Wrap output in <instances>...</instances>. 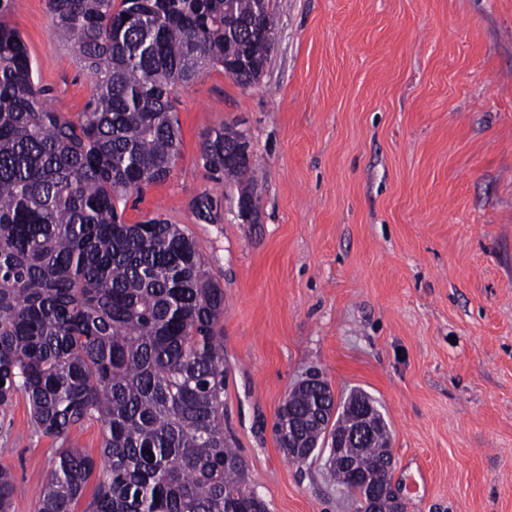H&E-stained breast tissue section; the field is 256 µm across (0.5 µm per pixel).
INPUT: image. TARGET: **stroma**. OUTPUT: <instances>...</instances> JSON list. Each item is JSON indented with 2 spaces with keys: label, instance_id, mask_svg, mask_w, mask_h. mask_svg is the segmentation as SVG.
I'll list each match as a JSON object with an SVG mask.
<instances>
[{
  "label": "stroma",
  "instance_id": "stroma-1",
  "mask_svg": "<svg viewBox=\"0 0 512 512\" xmlns=\"http://www.w3.org/2000/svg\"><path fill=\"white\" fill-rule=\"evenodd\" d=\"M270 8L260 80L211 70L179 91L177 164L124 211L185 226L224 290V429L270 512H359L324 459L291 462L275 437L316 371L335 398L374 399L406 512H512V0ZM9 22L51 107L77 116L92 78L46 0H12ZM222 125L260 165L259 223L200 159ZM57 448L15 396L0 414L12 512H36Z\"/></svg>",
  "mask_w": 512,
  "mask_h": 512
}]
</instances>
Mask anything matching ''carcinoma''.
<instances>
[{
  "mask_svg": "<svg viewBox=\"0 0 512 512\" xmlns=\"http://www.w3.org/2000/svg\"><path fill=\"white\" fill-rule=\"evenodd\" d=\"M0 0V405L21 393L35 433L60 444L37 512H77L96 460L68 447L72 431L102 426V477L82 512H268L244 492L248 466L224 436V289L204 270L185 227L165 219L124 222L120 204L161 181L180 154L176 94L222 69L258 82L274 36L269 0H47L57 38L95 77L77 118L52 111L28 47ZM237 131H209L200 157L211 178L254 193L256 165ZM354 393L336 404L322 380L296 386L282 404L323 452ZM152 454H147L144 449ZM380 428L360 452L384 497L390 491ZM354 496L361 480L330 465ZM13 477L0 467V512Z\"/></svg>",
  "mask_w": 512,
  "mask_h": 512,
  "instance_id": "obj_1",
  "label": "carcinoma"
}]
</instances>
